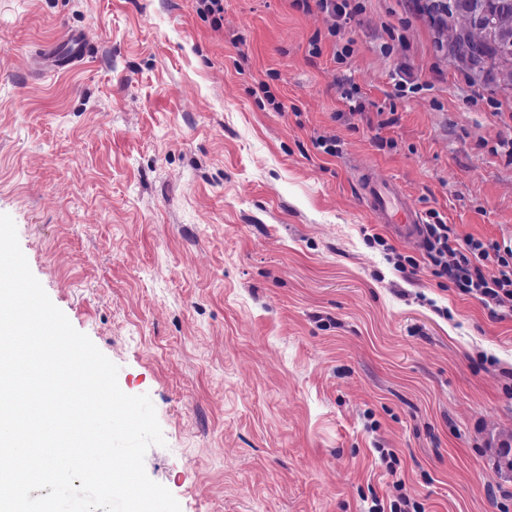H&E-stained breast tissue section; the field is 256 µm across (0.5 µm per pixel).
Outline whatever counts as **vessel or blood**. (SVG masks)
<instances>
[{
  "label": "vessel or blood",
  "instance_id": "b4317fda",
  "mask_svg": "<svg viewBox=\"0 0 512 512\" xmlns=\"http://www.w3.org/2000/svg\"><path fill=\"white\" fill-rule=\"evenodd\" d=\"M363 201L376 223L386 225L394 236L415 243L422 242V219L399 185L369 172L358 178Z\"/></svg>",
  "mask_w": 512,
  "mask_h": 512
}]
</instances>
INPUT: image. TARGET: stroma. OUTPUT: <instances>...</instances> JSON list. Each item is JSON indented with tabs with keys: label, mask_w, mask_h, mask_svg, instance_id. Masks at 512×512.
<instances>
[{
	"label": "stroma",
	"mask_w": 512,
	"mask_h": 512,
	"mask_svg": "<svg viewBox=\"0 0 512 512\" xmlns=\"http://www.w3.org/2000/svg\"><path fill=\"white\" fill-rule=\"evenodd\" d=\"M358 3L340 63L301 0H224L218 23L194 0H0V213L149 395L145 470L181 512H512V317L434 277L357 181L394 180L456 242L512 241V82L410 0ZM475 45H478L475 42V35L466 26L456 31V35L454 36V40L450 48L455 56L466 60L470 64L472 70L477 73H483L484 59L487 56H491L494 50L491 46L485 45V47H482L483 50L479 54L469 52V48Z\"/></svg>",
	"instance_id": "35a3bbf8"
}]
</instances>
